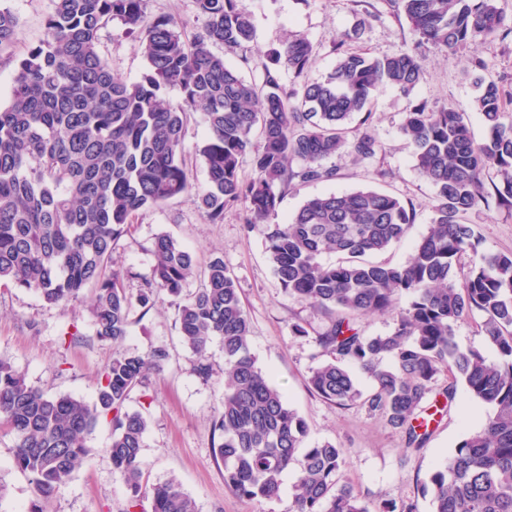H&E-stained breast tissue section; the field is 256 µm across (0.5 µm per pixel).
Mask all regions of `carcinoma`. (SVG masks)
Wrapping results in <instances>:
<instances>
[{"instance_id": "obj_1", "label": "carcinoma", "mask_w": 512, "mask_h": 512, "mask_svg": "<svg viewBox=\"0 0 512 512\" xmlns=\"http://www.w3.org/2000/svg\"><path fill=\"white\" fill-rule=\"evenodd\" d=\"M44 37L16 60L7 105H0V283L66 307L91 293L96 335L117 350L98 380L97 401L54 396L28 384L0 359V429L14 439V466L37 493L29 512L47 505L89 461L87 437L102 419L112 425L106 454L128 486L129 507L143 498L152 512H198L173 478L147 485L144 435L148 420L126 404L150 372L163 370L164 346L146 353L120 348L133 303L146 310L164 292L179 299L177 320L194 371L212 376L208 349L224 347L223 409L214 421V458L224 487L250 500L278 497L282 474L297 468L294 512H416L412 502L379 504L341 481L344 453L331 442L303 447L308 427L250 352V319L224 259L214 257L200 287L194 253L168 234L153 243L146 287L132 297L124 275L110 268L119 240L145 210L190 198L211 224L242 207L247 230L264 225L266 252L281 286L328 317L315 337L325 357L309 377L315 394L345 408L360 402L400 429L405 445L423 449L434 416L447 411L458 384L493 407L440 463L424 485L432 512H512V253H488L463 283L461 256L477 236L462 216L495 199L512 208V123L507 97L494 82L479 83L474 103L487 136L476 141L464 115L430 112L419 103L400 126L415 166L435 190L427 233L403 264L369 257L400 242L413 210L375 189L308 198L283 224H268L288 191L329 181L326 165L347 152L374 158L382 145L368 126L351 132L353 116L391 85L408 95L420 82L418 55L399 50L382 58L338 53L333 69L310 81L315 52L290 34L265 53L260 82L245 80L212 51L245 47L254 26L242 0H194L202 27L193 38L173 18L146 15V0H52ZM421 44L456 51L482 38L512 35L496 0H394ZM118 21L135 37L146 62L129 82L112 73L102 53L103 31ZM18 19L0 7V58L13 59ZM296 82L281 83V69ZM170 88L179 100H166ZM203 115L207 138L197 145L206 183L194 184L184 157L191 114ZM250 158L254 176L240 167ZM502 178L488 185L490 172ZM324 253L341 256L324 265ZM408 297L403 307L396 298ZM389 313L392 329L366 336L354 319ZM496 347L490 361L454 341L455 325L474 315ZM448 372V383L438 376ZM370 381L366 392L356 376Z\"/></svg>"}]
</instances>
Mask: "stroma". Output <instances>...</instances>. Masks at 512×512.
Here are the masks:
<instances>
[{
    "instance_id": "35a3bbf8",
    "label": "stroma",
    "mask_w": 512,
    "mask_h": 512,
    "mask_svg": "<svg viewBox=\"0 0 512 512\" xmlns=\"http://www.w3.org/2000/svg\"><path fill=\"white\" fill-rule=\"evenodd\" d=\"M0 4L18 18L14 53L22 55L43 38L52 0H0ZM243 5L252 15L258 48L229 53L225 59L249 80L261 76L263 49L291 33L304 35L314 47L315 62L307 73L312 81L334 67L333 45L338 41L345 50L377 57L401 49L418 54L422 78L414 90L406 95L384 87L372 108L369 122L383 144L382 152L362 162L346 153L336 155L331 161L335 179L292 189L278 210L284 219L317 194L364 187L387 191L412 208L415 218L405 239L379 258L405 262L431 222L434 190L420 176L412 149L399 132L404 116L420 102L432 111L446 106L464 113L475 139L483 140L486 128L474 108L476 83L493 81L512 94V36L446 52L416 44L409 22L393 0H243ZM102 51L113 72L125 80H138L145 70L137 41L125 35L119 23L104 32ZM465 221L479 237L475 249L464 256L465 265L478 264L490 251L512 252V209L480 206ZM162 233L193 251L199 265L223 257L251 320V352L306 421L307 445L330 441L343 448L341 477L368 499L408 500L417 512H432L430 497L423 491L429 475L468 433L481 427L492 406L458 388L450 410L431 423L425 449L406 447L402 432L383 418L357 405L333 406L310 392L308 378L321 361L314 338L327 318L281 288L268 261L261 228L244 231L236 208L225 210L223 223H208L187 198L146 211L112 254L130 292H138L149 278L153 242ZM131 321L125 348L145 352L163 345L169 352L162 372L150 375L146 386L135 390L127 403L128 409L143 412L149 421L143 448L148 463L144 483L176 479L195 500L198 512H292L295 471L284 475L280 495L272 500L240 499L224 488V466L213 457V422L224 397L221 342L213 341L209 347L213 375L205 380L194 372L193 356L181 340L175 298L161 295L149 310L133 307ZM297 323L306 328V336L294 334ZM74 327L80 331L78 339L61 343V335ZM112 353L111 342L95 334L88 300L62 310L44 305L33 293L0 286V357L9 359L32 386L51 395L94 402L97 379ZM110 437L109 424L99 423L87 439L92 450L89 465L57 494L49 512H125L130 494L106 455ZM35 498L30 478L13 465L11 435L0 432V512H28Z\"/></svg>"
}]
</instances>
